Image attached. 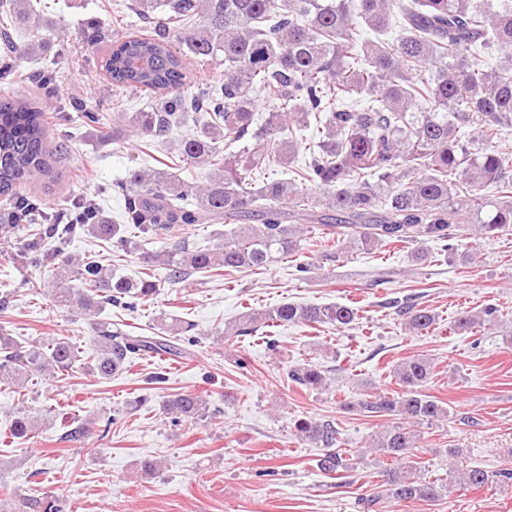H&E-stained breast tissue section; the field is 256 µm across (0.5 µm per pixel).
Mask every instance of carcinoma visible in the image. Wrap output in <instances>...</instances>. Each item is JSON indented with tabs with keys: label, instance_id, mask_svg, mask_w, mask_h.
Instances as JSON below:
<instances>
[{
	"label": "carcinoma",
	"instance_id": "cac0c4a2",
	"mask_svg": "<svg viewBox=\"0 0 512 512\" xmlns=\"http://www.w3.org/2000/svg\"><path fill=\"white\" fill-rule=\"evenodd\" d=\"M132 6L154 25L155 36L117 35L113 21L101 17L84 32L92 51L109 47L105 66L113 86L158 96L154 112L113 113L112 137L132 133L152 145L168 141L192 112L205 122L179 141L164 171L137 169L112 186L124 199L123 223H109L80 197L65 212L49 214L43 201L27 195L33 179L52 175L58 150L43 108L24 95L0 97V196L7 210L0 231L27 229L34 215L21 206L37 204L46 227L33 230L28 249L33 263L57 264L52 293L59 307L92 317L108 306L133 311L159 288L184 284L195 273L259 269L278 255L296 254L312 223L325 227L332 241L327 260L340 250L432 241L464 266L473 257L454 243L461 225L485 238L512 230V149L500 140L512 127V0H132ZM395 20L399 38L381 40ZM45 26L33 0H0V30L21 27L33 37L0 53L1 81L14 79L19 57L42 49ZM489 52L501 58L487 70L477 59ZM189 60L224 62V82L193 78ZM261 94L272 110L259 120L255 97ZM292 125L311 131L317 150L295 177H269L272 163L289 168L295 162L298 142L279 139ZM188 165L210 167L208 181L182 178ZM198 224L224 225V242L202 248L182 240L144 253L145 266H164L162 280L128 276L122 265H104L94 255L65 254L67 240L83 233L121 257L139 250L142 239ZM389 305L416 336L436 324L427 307L408 300ZM499 314L489 304L464 312L455 325L491 330ZM357 318V308L347 304L284 302L244 314L234 335L287 324L348 329ZM191 330L189 324L178 337L134 336L97 319L95 353L83 366L108 381L138 355L182 359L195 343ZM78 361L77 347L65 337L23 344L0 336V384L8 387L48 383ZM433 373L429 359L410 356L393 370L400 392H367L357 401L367 413L394 419L361 449L392 461L382 477L393 501L439 502L455 487L512 481L511 465L496 471L467 466L431 478L412 460L421 439L416 427L454 419L423 391ZM288 377L306 388L326 386L318 365L296 366ZM166 407L176 423L208 414L197 393L174 394ZM8 420L14 442L34 439L31 417L17 411ZM295 436L328 449L318 460L324 473L348 468L344 454L333 450V421L302 419ZM18 512L62 510L55 496L36 490L19 499Z\"/></svg>",
	"mask_w": 512,
	"mask_h": 512
}]
</instances>
